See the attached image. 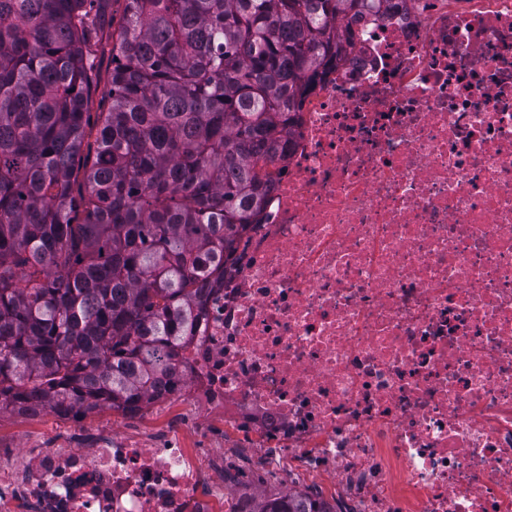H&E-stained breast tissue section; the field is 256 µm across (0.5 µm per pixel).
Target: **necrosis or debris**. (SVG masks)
I'll use <instances>...</instances> for the list:
<instances>
[{"label": "necrosis or debris", "mask_w": 512, "mask_h": 512, "mask_svg": "<svg viewBox=\"0 0 512 512\" xmlns=\"http://www.w3.org/2000/svg\"><path fill=\"white\" fill-rule=\"evenodd\" d=\"M305 94L150 443L0 461V512H241L212 428L364 512H512V0H385Z\"/></svg>", "instance_id": "4bbe7bcc"}]
</instances>
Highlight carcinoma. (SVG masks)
I'll list each match as a JSON object with an SVG mask.
<instances>
[{
    "mask_svg": "<svg viewBox=\"0 0 512 512\" xmlns=\"http://www.w3.org/2000/svg\"><path fill=\"white\" fill-rule=\"evenodd\" d=\"M106 0H0V411L149 401L271 182L291 114L383 0H126L93 163ZM245 512H333L294 493Z\"/></svg>",
    "mask_w": 512,
    "mask_h": 512,
    "instance_id": "obj_1",
    "label": "carcinoma"
}]
</instances>
